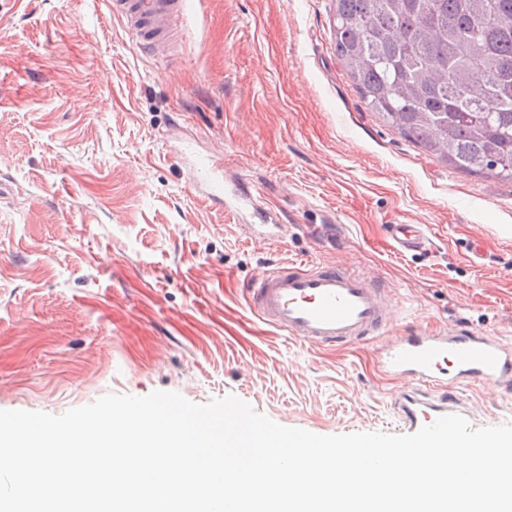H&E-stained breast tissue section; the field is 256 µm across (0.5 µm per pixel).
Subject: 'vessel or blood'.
I'll return each instance as SVG.
<instances>
[{
  "mask_svg": "<svg viewBox=\"0 0 512 512\" xmlns=\"http://www.w3.org/2000/svg\"><path fill=\"white\" fill-rule=\"evenodd\" d=\"M109 4L143 54L170 55L185 0H109ZM184 167L191 189L212 201L223 199V155L188 160ZM389 237L400 253L421 249L427 241L425 233L411 224L390 225ZM246 293L263 324L308 346L383 341L389 372L416 386L398 405L408 432L456 413L454 403L442 394L446 384L500 387L512 382V346L496 337L476 335L462 324L448 336L420 332L385 340L391 305L385 288L367 274L335 265L290 262L260 274Z\"/></svg>",
  "mask_w": 512,
  "mask_h": 512,
  "instance_id": "vessel-or-blood-1",
  "label": "vessel or blood"
}]
</instances>
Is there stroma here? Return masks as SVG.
Returning a JSON list of instances; mask_svg holds the SVG:
<instances>
[{
	"label": "stroma",
	"mask_w": 512,
	"mask_h": 512,
	"mask_svg": "<svg viewBox=\"0 0 512 512\" xmlns=\"http://www.w3.org/2000/svg\"><path fill=\"white\" fill-rule=\"evenodd\" d=\"M335 0H188L152 58L107 0H0V410L111 394L235 395L320 435L399 431L380 342L314 348L250 311L276 264L391 289L388 338L462 323L512 344V182L452 169L370 112L336 56ZM223 154L238 217L188 189L180 150ZM276 210L282 237L262 236ZM417 224L421 253L386 227ZM479 238L475 267L465 245ZM472 427L512 385L449 386Z\"/></svg>",
	"instance_id": "35a3bbf8"
}]
</instances>
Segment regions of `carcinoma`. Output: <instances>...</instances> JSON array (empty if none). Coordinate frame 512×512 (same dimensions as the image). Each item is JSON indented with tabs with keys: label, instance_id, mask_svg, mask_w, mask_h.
<instances>
[{
	"label": "carcinoma",
	"instance_id": "obj_1",
	"mask_svg": "<svg viewBox=\"0 0 512 512\" xmlns=\"http://www.w3.org/2000/svg\"><path fill=\"white\" fill-rule=\"evenodd\" d=\"M366 107L454 169L512 181V0H336Z\"/></svg>",
	"mask_w": 512,
	"mask_h": 512
}]
</instances>
